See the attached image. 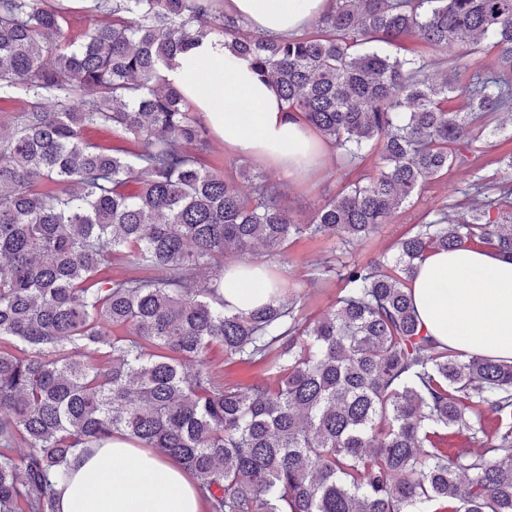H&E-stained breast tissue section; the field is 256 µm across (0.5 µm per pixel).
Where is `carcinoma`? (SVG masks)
Here are the masks:
<instances>
[{
  "label": "carcinoma",
  "instance_id": "obj_1",
  "mask_svg": "<svg viewBox=\"0 0 512 512\" xmlns=\"http://www.w3.org/2000/svg\"><path fill=\"white\" fill-rule=\"evenodd\" d=\"M331 2L282 37L225 0H0V512H58L70 458L116 433L178 463L210 512H512V361L436 342L411 298L433 251L512 254V176L474 184L456 221L433 209L390 258L351 253L477 168V114L512 107V0ZM213 34L343 165L378 169L299 224L271 175L207 164L211 132L162 70ZM404 38L485 69L435 79ZM101 126L112 143L86 138ZM304 236L334 240L317 268L342 284L334 308L303 315L274 273L262 306L224 301V271ZM216 343L265 381L224 382ZM450 428L478 449L442 454Z\"/></svg>",
  "mask_w": 512,
  "mask_h": 512
}]
</instances>
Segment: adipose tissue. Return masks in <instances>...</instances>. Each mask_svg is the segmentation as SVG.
Instances as JSON below:
<instances>
[{"label": "adipose tissue", "mask_w": 512, "mask_h": 512, "mask_svg": "<svg viewBox=\"0 0 512 512\" xmlns=\"http://www.w3.org/2000/svg\"><path fill=\"white\" fill-rule=\"evenodd\" d=\"M329 0H228L231 12L272 34H296L322 16ZM194 111L203 113L227 151L298 180L321 152L303 121L288 117L275 90L249 58L223 41L203 39L164 69ZM270 284L257 264L224 274V298L240 309L264 303ZM412 299L429 336L464 353L512 360V256L485 248L429 254L412 283ZM110 470L91 486L92 474ZM59 512H202L195 483L172 459L114 435L71 461L69 482L58 487Z\"/></svg>", "instance_id": "ef3b65f1"}]
</instances>
